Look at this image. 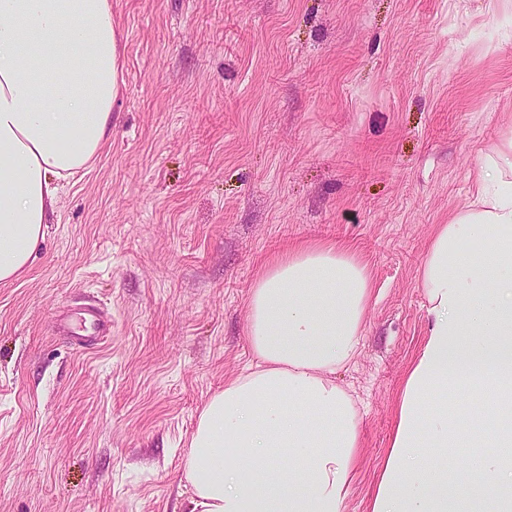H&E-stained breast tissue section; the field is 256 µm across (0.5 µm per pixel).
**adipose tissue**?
Instances as JSON below:
<instances>
[{"label":"adipose tissue","mask_w":512,"mask_h":512,"mask_svg":"<svg viewBox=\"0 0 512 512\" xmlns=\"http://www.w3.org/2000/svg\"><path fill=\"white\" fill-rule=\"evenodd\" d=\"M112 0H0V282L29 268L57 203L112 135L123 87ZM469 207L435 225L418 281L427 337L400 391L368 512H512V129L475 174ZM373 295L350 246L308 242L254 281V361L202 408L183 458L189 512H345L360 418L336 382ZM490 406L463 417L460 396ZM465 446L470 481H448ZM302 479H294V470Z\"/></svg>","instance_id":"obj_1"}]
</instances>
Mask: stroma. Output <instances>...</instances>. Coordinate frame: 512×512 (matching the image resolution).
<instances>
[{
    "label": "stroma",
    "instance_id": "obj_1",
    "mask_svg": "<svg viewBox=\"0 0 512 512\" xmlns=\"http://www.w3.org/2000/svg\"><path fill=\"white\" fill-rule=\"evenodd\" d=\"M512 0H112L117 123L60 181L45 241L0 283V512H187L205 403L251 354L264 264L342 242L374 296L336 380L360 409L346 512H367L434 225L512 128ZM111 322L76 344L87 304Z\"/></svg>",
    "mask_w": 512,
    "mask_h": 512
}]
</instances>
